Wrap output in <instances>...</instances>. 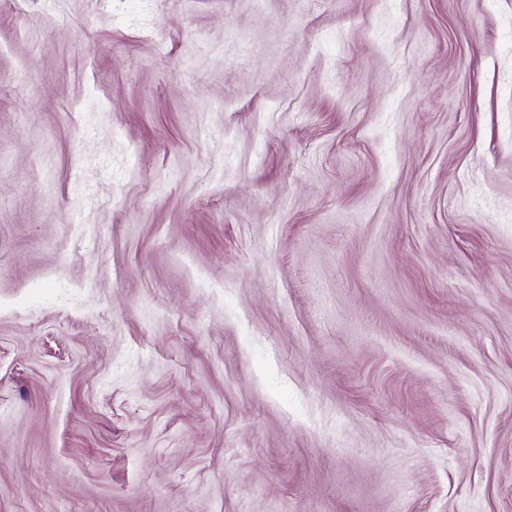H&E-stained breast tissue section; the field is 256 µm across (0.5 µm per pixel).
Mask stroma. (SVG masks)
I'll return each mask as SVG.
<instances>
[{"label":"stroma","instance_id":"35a3bbf8","mask_svg":"<svg viewBox=\"0 0 512 512\" xmlns=\"http://www.w3.org/2000/svg\"><path fill=\"white\" fill-rule=\"evenodd\" d=\"M0 512H512V0L1 8Z\"/></svg>","mask_w":512,"mask_h":512}]
</instances>
